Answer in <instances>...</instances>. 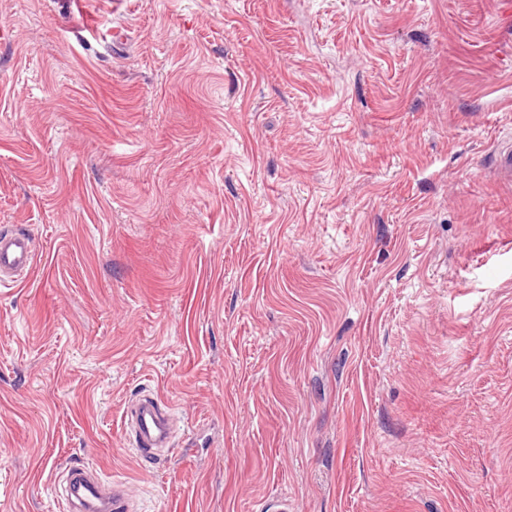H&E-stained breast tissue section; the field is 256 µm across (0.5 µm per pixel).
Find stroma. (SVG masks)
I'll return each mask as SVG.
<instances>
[{
    "label": "stroma",
    "instance_id": "1",
    "mask_svg": "<svg viewBox=\"0 0 512 512\" xmlns=\"http://www.w3.org/2000/svg\"><path fill=\"white\" fill-rule=\"evenodd\" d=\"M510 131L512 0H0V512H512ZM495 177L506 184L512 183V138L498 142L495 149ZM32 237L24 232H0V285L14 284L15 278L28 273L36 260ZM126 431L135 445L137 457L146 462L158 458L160 451L174 454L176 418L171 407L154 395H145L129 404L124 413ZM62 505L69 512H131L132 487L125 481L102 480L85 466L64 470Z\"/></svg>",
    "mask_w": 512,
    "mask_h": 512
}]
</instances>
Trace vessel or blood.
Here are the masks:
<instances>
[{
    "label": "vessel or blood",
    "mask_w": 512,
    "mask_h": 512,
    "mask_svg": "<svg viewBox=\"0 0 512 512\" xmlns=\"http://www.w3.org/2000/svg\"><path fill=\"white\" fill-rule=\"evenodd\" d=\"M495 177L512 183V138L498 142L495 149ZM36 260L32 237L24 232H0V285L29 272ZM124 425L140 460L150 462L160 453H174L176 418L170 406L146 395L129 404ZM132 488L124 481L102 480L96 472L81 465L67 467L64 473L62 505L66 512H132Z\"/></svg>",
    "instance_id": "vessel-or-blood-1"
}]
</instances>
